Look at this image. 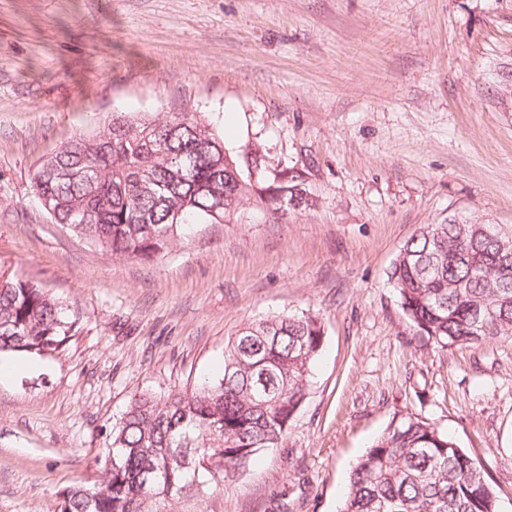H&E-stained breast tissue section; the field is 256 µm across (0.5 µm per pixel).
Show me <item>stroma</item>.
I'll return each mask as SVG.
<instances>
[{
  "label": "stroma",
  "instance_id": "35a3bbf8",
  "mask_svg": "<svg viewBox=\"0 0 512 512\" xmlns=\"http://www.w3.org/2000/svg\"><path fill=\"white\" fill-rule=\"evenodd\" d=\"M193 112L271 181L315 199L249 203L150 260L112 256L37 203L33 175L115 113ZM512 231V0H0V273L80 316L55 356L0 354V512H55L104 472L130 399L217 375L244 324L324 328L283 447L193 512H338L392 417L447 433L512 512V339L438 348L388 271L425 224ZM304 185V180L300 172L294 169H289L288 179L284 182L283 186H279L281 189L291 190ZM293 194L288 191L276 190L275 186L265 195V203L267 209L278 212V214L287 211L288 207L293 209H299L304 204V207L313 205V199H308L307 192H304L301 187L292 190ZM289 195V196H288ZM292 195V196H291ZM308 199V200H307ZM307 200V201H306ZM306 202V203H305Z\"/></svg>",
  "mask_w": 512,
  "mask_h": 512
}]
</instances>
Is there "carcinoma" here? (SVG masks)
Here are the masks:
<instances>
[{
  "mask_svg": "<svg viewBox=\"0 0 512 512\" xmlns=\"http://www.w3.org/2000/svg\"><path fill=\"white\" fill-rule=\"evenodd\" d=\"M223 142L195 114L145 122L112 115L46 157L33 178L38 200L74 235L123 258H150L184 234L216 224L209 209L224 198V220L247 201L263 202L249 180L215 181ZM194 165L192 179L180 165ZM70 169L58 180L51 171ZM181 212V223L167 222ZM512 235L493 224H426L401 247L389 271L416 333L441 349L512 339ZM79 317L36 282L0 275V353L48 356L79 330ZM323 327L310 313L272 315L241 327L224 347L218 377L165 399L134 395L110 432L105 477L69 489L57 512H173L219 484L188 468L184 455L219 457L221 478L283 445L307 395ZM340 512H499L484 468L427 421L400 414L352 468Z\"/></svg>",
  "mask_w": 512,
  "mask_h": 512,
  "instance_id": "carcinoma-1",
  "label": "carcinoma"
}]
</instances>
